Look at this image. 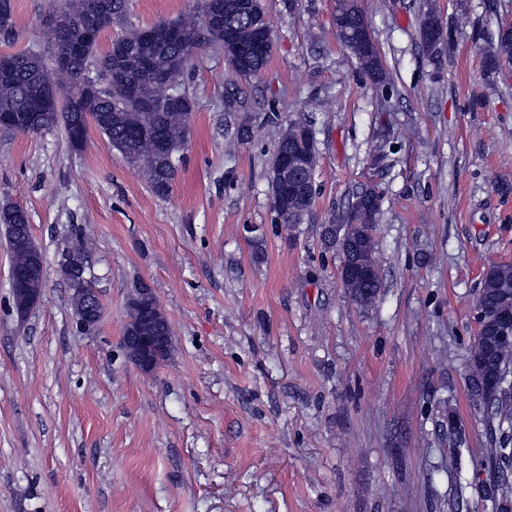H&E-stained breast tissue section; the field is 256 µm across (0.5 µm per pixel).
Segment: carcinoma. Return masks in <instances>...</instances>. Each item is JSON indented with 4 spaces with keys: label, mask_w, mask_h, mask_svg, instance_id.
Listing matches in <instances>:
<instances>
[{
    "label": "carcinoma",
    "mask_w": 512,
    "mask_h": 512,
    "mask_svg": "<svg viewBox=\"0 0 512 512\" xmlns=\"http://www.w3.org/2000/svg\"><path fill=\"white\" fill-rule=\"evenodd\" d=\"M206 12L223 15L221 27H206ZM363 12L359 0H337L336 15L349 21ZM56 27L43 30L47 43L53 49L52 62L33 50L7 53L11 75L0 77V114H8L15 120L11 132L37 134L61 126L71 134L76 123L84 126V137H89L90 127L102 133L113 149L122 154L132 166L144 171L153 192L158 196L169 193L177 175L176 154L182 149L189 134L195 104L181 79L193 64L196 52L207 44L224 45V30H233L238 38L252 41L257 22L265 17L261 0H196L189 13L167 21L178 33L172 44L160 43L143 37L142 28L126 25V0H59L53 10ZM118 25L121 34L112 39L110 46L100 50V43L85 41L90 30L100 33ZM427 30L439 33V40L431 41L424 35ZM422 43L427 53L438 57L440 46L451 41V32L441 17L433 10L425 12L420 20ZM16 22L12 0H0V37L5 42L15 41ZM338 38L348 43V49L357 59L360 69L371 83L380 84L386 79V70L380 44L376 36L367 44L357 29L350 26ZM71 45L82 46L83 55L71 59L62 66L57 54ZM272 48H267L247 59V70L241 71L237 59H228L231 72L236 77H254L268 64ZM155 60L171 76V86H155L145 70V63ZM96 62L105 72L104 86L92 88L82 84L86 66ZM512 62V29L498 30L497 43L484 55L487 71L496 73ZM140 85L146 99L141 105L130 98L132 85ZM52 85L63 96L64 104L41 113L38 126L27 122V107L31 94L42 87ZM298 151L317 154L315 141L298 140L288 130L278 140L271 162L276 166L280 156L293 155ZM272 189V222L299 224L314 202L310 186L305 185L295 194L291 205L281 211L277 208V194L284 192L276 184ZM382 209L376 207L358 218L350 232L357 240L355 250L348 257L361 264L378 266L375 257L374 233ZM0 225L4 227L11 267L21 268L29 263V254L19 244L22 234L30 232L26 211L5 205L0 207ZM145 284L140 282L128 301V321L123 335H134L133 326L141 318L138 294ZM352 301L362 307L378 299L381 273L376 271L366 280L345 284ZM512 291V266L492 267L486 274L483 288L476 300V309L491 311L500 299ZM479 329L468 350L470 370L469 385L476 396L487 406L489 429L498 430L499 438L491 440L485 449L484 465L496 472L498 487L503 499L512 498V343H503L478 320ZM503 381L504 389L493 394L483 393L482 386L489 380Z\"/></svg>",
    "instance_id": "cac0c4a2"
}]
</instances>
